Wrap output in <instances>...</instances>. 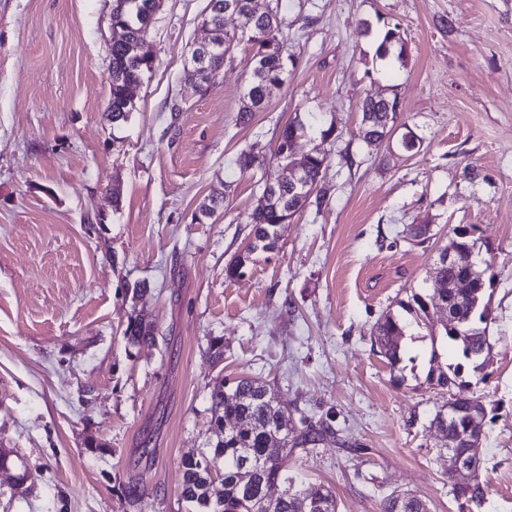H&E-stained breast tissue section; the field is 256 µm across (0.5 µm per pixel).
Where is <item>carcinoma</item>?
<instances>
[{"label": "carcinoma", "instance_id": "carcinoma-1", "mask_svg": "<svg viewBox=\"0 0 512 512\" xmlns=\"http://www.w3.org/2000/svg\"><path fill=\"white\" fill-rule=\"evenodd\" d=\"M152 0H113L112 27L126 31L125 39L112 44V82L109 88L108 102L112 103V124L120 126L127 122L136 105L126 96V88L131 83H139L143 76L151 72L157 60L154 45L148 40L150 29L142 26L140 14L147 10ZM282 0H269L267 11L241 13L240 32L231 34L225 28L227 14L219 8H211L204 18L212 33V40L224 45V51L212 55L208 61L209 74L205 77L204 90H209L216 76L224 70L231 44L247 39L255 52L249 79L243 90L244 106L241 117L263 108L268 96L287 79L295 66V58L288 48V25L281 15ZM400 31L396 24L386 23L378 32L380 43L377 57L382 60L392 58L404 63L406 52L395 40ZM361 124L364 125V141L381 144L385 136V127L399 120V113L390 110L382 100H364L360 104ZM298 133L311 139L326 142L334 137L333 125H325L320 119L309 113L304 117L296 116L279 131L277 141H286L292 134ZM329 156L322 150L309 157L304 175L306 181L318 184L323 180L329 167ZM290 189L283 186L279 191V201L267 207L252 210L249 219L252 224L251 235L259 241L246 255L250 264H255L259 256L276 247L274 233L284 214L282 203L288 201ZM488 269L475 267L470 272L462 267L443 266L437 271L442 279L455 282L464 277L473 276V282L479 287L469 293L458 296L448 289L445 300L451 304L455 319L463 322L460 328L450 324L435 327L432 316L435 315L439 298L436 292L421 295L415 293L409 301H400V311H388L376 322L372 344L387 360L390 367L396 369L403 362L406 353V336L409 322L423 325L428 329L431 341V359L439 358L438 346L454 343L461 355L468 361L481 358L488 344L486 328L488 321L494 320L493 311L486 299L488 288L480 284L492 283L486 277ZM473 336L470 341L459 338V331ZM155 330L145 326L139 317L129 318L124 336L132 344H142L154 340ZM463 364H446L430 369L428 382L444 389L448 383L459 380ZM266 383L251 377H243L231 384L222 378H216L209 393L211 419L210 425L216 430L233 419H244L245 429L224 432V438L209 444V449L199 455L183 457L181 498L195 512H298L295 493L300 491L296 479L289 475L288 456L296 450H305L326 437V430L313 424L307 417L294 424L288 409L278 401L261 399L260 392ZM468 399L459 398L453 406L456 413L453 423H448V414L436 413L433 422L442 425L451 445L450 451L459 456L482 454L478 448H466L458 441V428L464 426L467 415ZM250 462L257 466L252 487L245 490L242 466ZM279 483L290 494L275 502H269L261 495V485ZM454 497L466 502L479 503L485 497V487L472 476L465 484H453ZM383 512H430L425 501L408 494H390L386 497Z\"/></svg>", "mask_w": 512, "mask_h": 512}]
</instances>
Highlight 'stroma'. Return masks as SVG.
<instances>
[{
	"instance_id": "35a3bbf8",
	"label": "stroma",
	"mask_w": 512,
	"mask_h": 512,
	"mask_svg": "<svg viewBox=\"0 0 512 512\" xmlns=\"http://www.w3.org/2000/svg\"><path fill=\"white\" fill-rule=\"evenodd\" d=\"M206 5L163 0L155 68L116 127L112 0H0V448L30 471L20 487L0 472V512H186L180 462L216 439L220 375L265 381L294 416L331 427L288 470L334 489L338 512H382L393 492L431 512H512V0H282L298 61L245 120L247 42L208 93L187 76ZM386 22L407 45L394 75L376 57ZM393 92L419 152L359 136L357 101ZM307 112L335 128L328 202L226 279L279 128ZM411 224L431 225L427 239ZM460 225L495 275V320L485 369L445 392L425 380L429 340L399 371L371 332L433 287ZM135 315L154 342L127 341ZM453 394L488 408L479 505L455 499L432 424ZM134 478L146 491L130 505Z\"/></svg>"
}]
</instances>
